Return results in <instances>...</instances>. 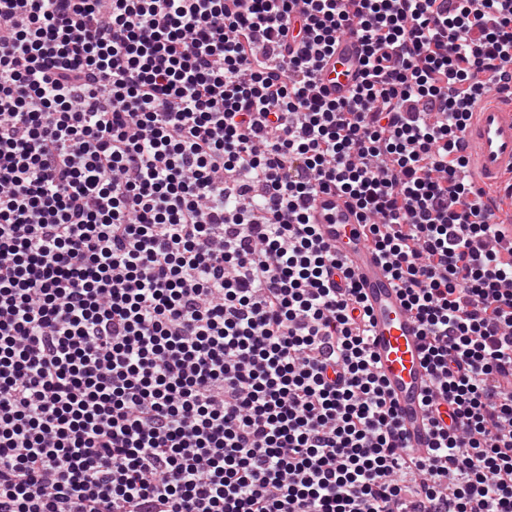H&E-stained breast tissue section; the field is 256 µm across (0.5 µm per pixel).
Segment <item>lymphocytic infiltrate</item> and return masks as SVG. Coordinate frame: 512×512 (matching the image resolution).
I'll return each instance as SVG.
<instances>
[{"mask_svg":"<svg viewBox=\"0 0 512 512\" xmlns=\"http://www.w3.org/2000/svg\"><path fill=\"white\" fill-rule=\"evenodd\" d=\"M490 71L500 0H0V512H512V224L461 139ZM326 190L421 328L427 454ZM361 53L359 39L349 35L341 37L336 53L323 63L317 78L318 87L332 98H347L359 80Z\"/></svg>","mask_w":512,"mask_h":512,"instance_id":"f902f5d3","label":"lymphocytic infiltrate"}]
</instances>
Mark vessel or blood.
<instances>
[{
	"instance_id": "b4317fda",
	"label": "vessel or blood",
	"mask_w": 512,
	"mask_h": 512,
	"mask_svg": "<svg viewBox=\"0 0 512 512\" xmlns=\"http://www.w3.org/2000/svg\"><path fill=\"white\" fill-rule=\"evenodd\" d=\"M361 44L343 36L336 52L324 62L318 87L342 100L359 80ZM473 180L477 186H501L512 177V100L491 93L483 99L463 133ZM312 220L325 243L346 257L354 279L366 296L370 309L369 343L376 369L399 416L407 448L422 454L435 436L421 400L431 384V372L423 359L420 328L407 311L400 290L387 265L370 242L357 210L344 195L330 191L311 203Z\"/></svg>"
}]
</instances>
